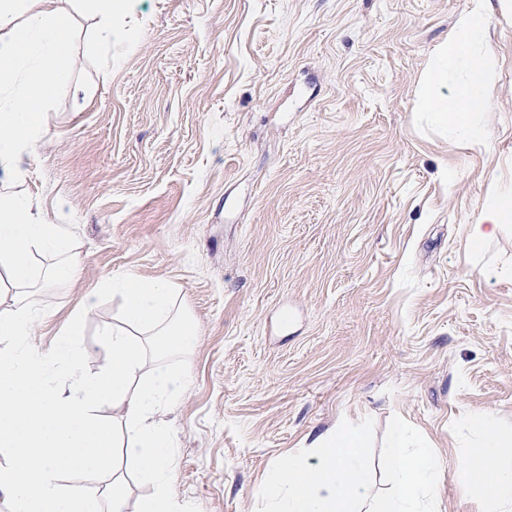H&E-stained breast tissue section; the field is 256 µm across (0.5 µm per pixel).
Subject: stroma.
<instances>
[{
    "label": "stroma",
    "mask_w": 512,
    "mask_h": 512,
    "mask_svg": "<svg viewBox=\"0 0 512 512\" xmlns=\"http://www.w3.org/2000/svg\"><path fill=\"white\" fill-rule=\"evenodd\" d=\"M467 0H130L95 40L70 18L14 190L59 225L77 276L35 288L46 349L74 315L120 320L112 279L176 290L194 344L156 418L183 512H257L273 462L372 418L417 428L439 512H494L457 473L487 414L512 432V227L471 250L490 176L512 180V16L467 46L497 79L474 112L490 146L419 111L416 89Z\"/></svg>",
    "instance_id": "stroma-1"
}]
</instances>
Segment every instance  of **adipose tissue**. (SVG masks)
<instances>
[{"label":"adipose tissue","instance_id":"adipose-tissue-1","mask_svg":"<svg viewBox=\"0 0 512 512\" xmlns=\"http://www.w3.org/2000/svg\"><path fill=\"white\" fill-rule=\"evenodd\" d=\"M58 0H0V269L8 274L19 301L0 312V497L13 512H126V470L149 479L155 491L138 512H179L171 475L173 436L153 421L157 406L175 399L180 375L156 368L142 376L147 359L187 348L195 329L172 314V290L160 282L119 278L120 327L101 335L110 352L98 372L84 373L86 345L81 320L73 318L50 349L29 339L39 312L27 303L36 287L33 252L54 256L51 278L73 279L76 265L57 225L32 213L12 183L25 174L24 162L38 133L44 91L68 80L69 18ZM487 0H470L455 22V33L437 49L439 63L418 87L421 107L443 123L468 125L488 101L496 62L473 58L465 82L448 88V75L463 57L464 39L486 25ZM491 201L472 225L469 246L480 249L512 224V184L490 183ZM124 409L125 423L101 416L105 404ZM483 432L478 448L463 456L461 476L486 487L502 512H512V462H499L505 439L490 418L474 414ZM68 474L98 476L96 492L65 486Z\"/></svg>","mask_w":512,"mask_h":512}]
</instances>
